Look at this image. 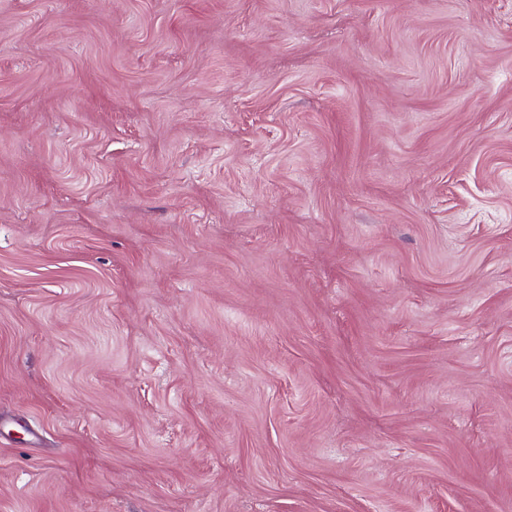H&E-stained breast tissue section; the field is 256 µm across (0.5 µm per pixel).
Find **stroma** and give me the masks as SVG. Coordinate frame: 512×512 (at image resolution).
Segmentation results:
<instances>
[{"instance_id":"obj_1","label":"stroma","mask_w":512,"mask_h":512,"mask_svg":"<svg viewBox=\"0 0 512 512\" xmlns=\"http://www.w3.org/2000/svg\"><path fill=\"white\" fill-rule=\"evenodd\" d=\"M0 512H512V0H0Z\"/></svg>"}]
</instances>
